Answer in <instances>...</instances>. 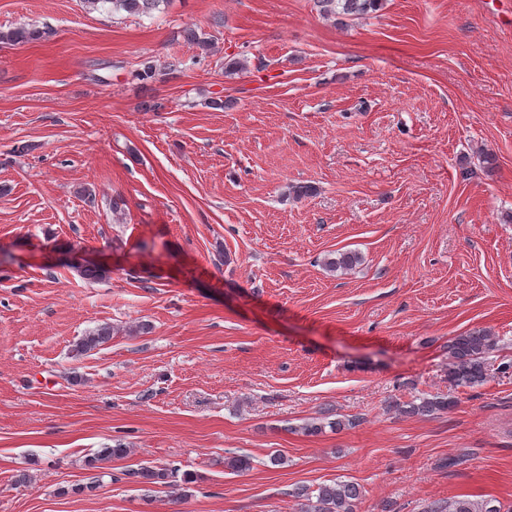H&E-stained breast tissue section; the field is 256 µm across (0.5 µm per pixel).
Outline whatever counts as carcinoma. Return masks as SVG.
Listing matches in <instances>:
<instances>
[{
  "mask_svg": "<svg viewBox=\"0 0 512 512\" xmlns=\"http://www.w3.org/2000/svg\"><path fill=\"white\" fill-rule=\"evenodd\" d=\"M167 0H84L87 9L98 11L106 7L114 12H126L132 15H149ZM319 14L325 19L342 21L345 17L368 16L380 9L381 0H314ZM50 32L39 29L17 27L0 30L1 44L28 43L47 39ZM361 261L354 252H341L326 262V266L338 271L352 269ZM112 339V327L103 325L77 344L76 351L85 354ZM498 338L485 330H474L453 337L448 342V380L456 387H474L484 383L489 376V355L496 350ZM456 401L450 397L434 395L422 397L419 401H410L397 405L398 410L409 415H433L451 409ZM356 425L354 419H333L326 422H311L302 427L307 434H319L330 428L339 430ZM178 468L171 466H143L127 469L125 475L138 484L147 486H174ZM359 487L351 482L336 481L332 484H320L317 488L303 487L297 492L299 512H356L360 499ZM434 512H502L501 504L494 498L471 500L455 497Z\"/></svg>",
  "mask_w": 512,
  "mask_h": 512,
  "instance_id": "cac0c4a2",
  "label": "carcinoma"
}]
</instances>
